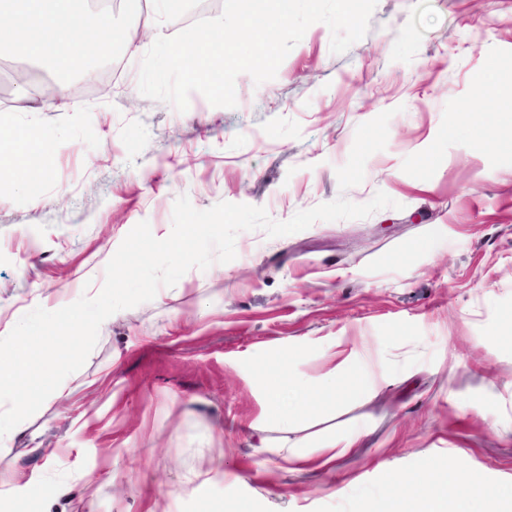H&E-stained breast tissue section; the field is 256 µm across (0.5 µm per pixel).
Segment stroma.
I'll use <instances>...</instances> for the list:
<instances>
[{
  "label": "stroma",
  "mask_w": 512,
  "mask_h": 512,
  "mask_svg": "<svg viewBox=\"0 0 512 512\" xmlns=\"http://www.w3.org/2000/svg\"><path fill=\"white\" fill-rule=\"evenodd\" d=\"M148 0H112L115 48L71 84L74 109L33 111L11 84L49 67L0 52V134L51 132L39 198L0 168V337L35 307L97 294L139 222L166 238L188 196L265 208L277 221L384 192L364 219L276 238L243 231L236 258L187 271L110 316L81 369L10 435L0 512H375L395 476L463 466L475 490L512 494V0H377L345 53L312 24L273 80H235V108L200 93L179 112L138 89L142 54L222 4L186 0L162 32L126 28ZM349 355L340 365L339 354ZM387 372L358 393V360ZM335 373L342 403L302 415L366 424L334 470L289 471L257 425L266 381Z\"/></svg>",
  "instance_id": "obj_1"
}]
</instances>
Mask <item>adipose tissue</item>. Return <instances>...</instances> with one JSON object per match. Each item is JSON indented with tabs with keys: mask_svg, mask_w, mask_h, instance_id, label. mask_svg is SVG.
<instances>
[{
	"mask_svg": "<svg viewBox=\"0 0 512 512\" xmlns=\"http://www.w3.org/2000/svg\"><path fill=\"white\" fill-rule=\"evenodd\" d=\"M88 24L97 30V38L80 36V29ZM114 47L111 10H90L87 0H0V50L46 63L60 75L43 108L66 104L70 97L67 75L95 58L111 56ZM54 151L51 136L41 131L1 138L0 164L21 170L20 187L31 194L49 177ZM362 436L359 430L330 434L317 456L301 451L299 441L292 439L274 452L290 470L317 472L332 467L357 447ZM472 496L479 499L478 512H512L496 492L474 491L466 471L458 466L448 467L437 483L415 476L394 479L386 493L388 512H455L457 501Z\"/></svg>",
	"mask_w": 512,
	"mask_h": 512,
	"instance_id": "adipose-tissue-1",
	"label": "adipose tissue"
}]
</instances>
